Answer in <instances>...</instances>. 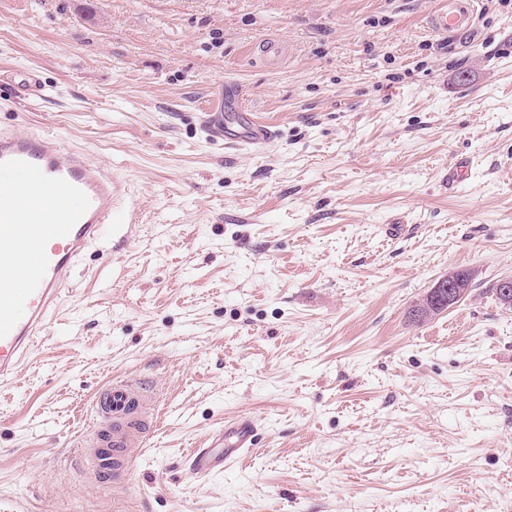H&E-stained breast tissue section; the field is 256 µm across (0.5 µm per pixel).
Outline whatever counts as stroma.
<instances>
[{"label": "stroma", "instance_id": "35a3bbf8", "mask_svg": "<svg viewBox=\"0 0 512 512\" xmlns=\"http://www.w3.org/2000/svg\"><path fill=\"white\" fill-rule=\"evenodd\" d=\"M439 3L0 0V129L116 166L141 207L0 383V512H512V0L461 44ZM25 68L44 98L5 82ZM230 85L264 150L202 128ZM452 268L471 294L412 321ZM114 375L160 395L131 483L74 450ZM239 416L256 451L192 476Z\"/></svg>", "mask_w": 512, "mask_h": 512}]
</instances>
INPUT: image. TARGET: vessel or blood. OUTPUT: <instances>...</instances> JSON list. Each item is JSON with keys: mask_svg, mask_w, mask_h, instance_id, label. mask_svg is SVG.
<instances>
[{"mask_svg": "<svg viewBox=\"0 0 512 512\" xmlns=\"http://www.w3.org/2000/svg\"><path fill=\"white\" fill-rule=\"evenodd\" d=\"M478 0H444L427 17L437 35L470 34ZM17 97L43 96L34 73L15 82ZM203 128L211 141L237 150H260L276 136L272 126L243 111L232 116L207 111ZM124 178L92 155L62 145L50 135L0 131V380L16 375L37 336L45 331L70 283L77 259L102 236L105 225L137 221L124 208ZM89 433L77 445L96 469L127 470L135 449L146 447L155 415L142 382L109 380L94 404ZM248 417L225 422L203 444L190 448L191 472H223L256 448Z\"/></svg>", "mask_w": 512, "mask_h": 512, "instance_id": "vessel-or-blood-1", "label": "vessel or blood"}]
</instances>
